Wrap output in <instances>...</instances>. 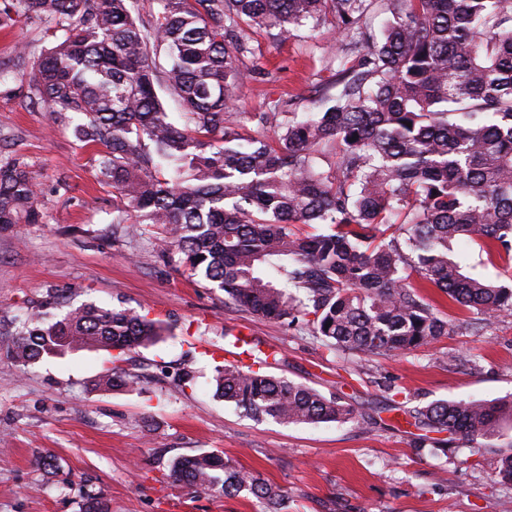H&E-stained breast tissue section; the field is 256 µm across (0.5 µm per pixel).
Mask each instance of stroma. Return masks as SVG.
<instances>
[{
    "instance_id": "1",
    "label": "stroma",
    "mask_w": 512,
    "mask_h": 512,
    "mask_svg": "<svg viewBox=\"0 0 512 512\" xmlns=\"http://www.w3.org/2000/svg\"><path fill=\"white\" fill-rule=\"evenodd\" d=\"M45 27L17 19L0 27V153L38 174L43 220L0 232V512H276L252 495H199L173 481V460L214 452L258 472L282 495L277 512H512V486L499 483L498 448L467 461L415 445L407 410L442 399L512 395V315L440 337L406 354L356 365L331 353L305 323L256 316L175 271L150 235L112 231V188L94 148L54 123L27 96L19 51L36 60ZM229 120L267 137L252 114L275 100L291 111L335 94L336 28L327 19L289 36L252 35ZM95 302L160 319L163 342L128 362L141 383L100 392L92 380L107 352L69 351L21 368L6 355L17 321L37 306L51 313ZM276 352L266 373L353 402L344 424L287 425L248 417L214 394V367L232 335ZM189 367L192 382H178ZM52 466H42L44 457Z\"/></svg>"
}]
</instances>
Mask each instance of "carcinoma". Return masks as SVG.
<instances>
[{
	"label": "carcinoma",
	"instance_id": "obj_1",
	"mask_svg": "<svg viewBox=\"0 0 512 512\" xmlns=\"http://www.w3.org/2000/svg\"><path fill=\"white\" fill-rule=\"evenodd\" d=\"M130 0H3L0 25L48 24L51 47L28 88L55 121L97 149L112 186L114 230L156 229L161 257L248 311L303 320L352 359L406 352L463 326L425 301L412 274L487 325L512 314V288L465 270V239L505 262L512 280V0H159L137 19ZM389 14L360 30L374 8ZM345 45L334 104L283 121L279 105L253 116L273 132L245 137L225 118L239 98L246 30L283 36L328 16ZM164 56L159 67L156 57ZM177 99L175 125L160 92ZM335 156V164L327 157ZM36 173L0 155V230L36 224ZM402 237H385L396 225ZM315 226L313 232L301 227ZM203 259H198V256ZM167 328L132 309L86 303L22 322L6 354L19 366L96 348L111 367L102 391L131 389L122 367ZM215 395L255 419L346 423L354 404L308 386L215 366ZM419 430L448 433L468 457L503 436L512 398L438 400L408 412ZM174 481L268 504L278 491L214 453L176 458Z\"/></svg>",
	"mask_w": 512,
	"mask_h": 512
}]
</instances>
